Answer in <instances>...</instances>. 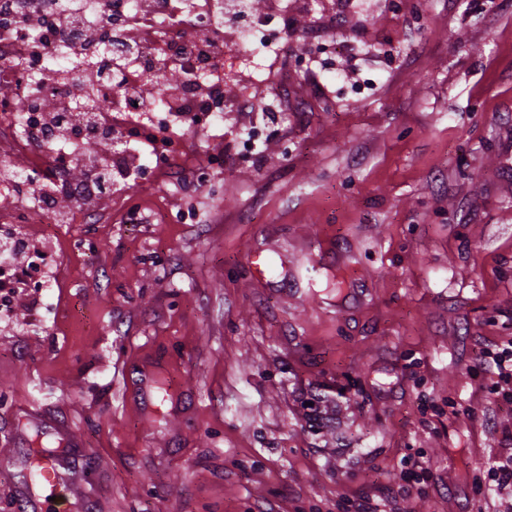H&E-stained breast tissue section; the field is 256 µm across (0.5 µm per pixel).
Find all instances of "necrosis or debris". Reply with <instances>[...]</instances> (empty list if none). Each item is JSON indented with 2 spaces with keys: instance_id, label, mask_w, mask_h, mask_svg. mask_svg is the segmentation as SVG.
Returning <instances> with one entry per match:
<instances>
[{
  "instance_id": "necrosis-or-debris-1",
  "label": "necrosis or debris",
  "mask_w": 512,
  "mask_h": 512,
  "mask_svg": "<svg viewBox=\"0 0 512 512\" xmlns=\"http://www.w3.org/2000/svg\"><path fill=\"white\" fill-rule=\"evenodd\" d=\"M10 5L11 15L0 14V156H25L30 169L50 174L52 192L63 196L70 189V180L56 176L55 171L71 169L75 157L64 153L54 139H36L45 114L30 108L28 90L41 89L66 103L68 135L77 143L91 132L86 123L89 114L125 116L117 136L121 147L109 162L116 167L134 164L144 180L153 183L169 173L173 159L185 149V139L173 133V126L187 132L207 129L223 123L230 109L227 97L212 96L207 85L211 48L206 38L222 25L225 14H244L234 29L233 45L224 52V79L228 82L236 80L241 69L251 65L290 21L287 10L276 9L269 17L246 10L244 0H80L82 16L109 10L141 22V33L151 49L138 61L140 75L173 64L187 74L178 90L162 89L150 112L138 117L134 95L112 89L111 27H100L90 41L74 39L58 31L55 0H11ZM176 12L187 15L190 23L184 38L174 43L169 22ZM62 51L70 54L72 65L52 82L42 83L38 72L47 56ZM100 218L99 211L81 203L64 218L55 205L45 201L0 211V313L14 307L20 288L42 314L58 309L59 257L22 249L24 225H42L44 236L54 238L62 223L95 224Z\"/></svg>"
}]
</instances>
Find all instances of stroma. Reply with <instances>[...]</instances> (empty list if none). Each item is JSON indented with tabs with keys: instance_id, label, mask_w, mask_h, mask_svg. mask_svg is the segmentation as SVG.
I'll use <instances>...</instances> for the list:
<instances>
[{
	"instance_id": "obj_1",
	"label": "stroma",
	"mask_w": 512,
	"mask_h": 512,
	"mask_svg": "<svg viewBox=\"0 0 512 512\" xmlns=\"http://www.w3.org/2000/svg\"><path fill=\"white\" fill-rule=\"evenodd\" d=\"M290 7L293 51L335 16L337 68L376 85L341 98L330 71L289 69L258 160L197 189L196 144L230 149L225 127L258 118L226 113L167 183H116L111 223L62 228L56 248L101 250L65 254L48 326L21 304L0 319V512H17L28 409L81 441L85 512H504L488 470L512 405L477 353L512 341V0ZM188 205L203 223L160 221ZM142 365L176 412L150 421L127 396Z\"/></svg>"
}]
</instances>
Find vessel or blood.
Returning <instances> with one entry per match:
<instances>
[{"label":"vessel or blood","mask_w":512,"mask_h":512,"mask_svg":"<svg viewBox=\"0 0 512 512\" xmlns=\"http://www.w3.org/2000/svg\"><path fill=\"white\" fill-rule=\"evenodd\" d=\"M134 382L138 398L145 403H153L156 396L154 370L141 368ZM41 423L56 438L59 447L45 460L39 483L25 491L20 503L24 512H71L72 487L77 477L72 472L68 451L76 447L77 441L66 425L47 417L42 418Z\"/></svg>","instance_id":"obj_1"}]
</instances>
